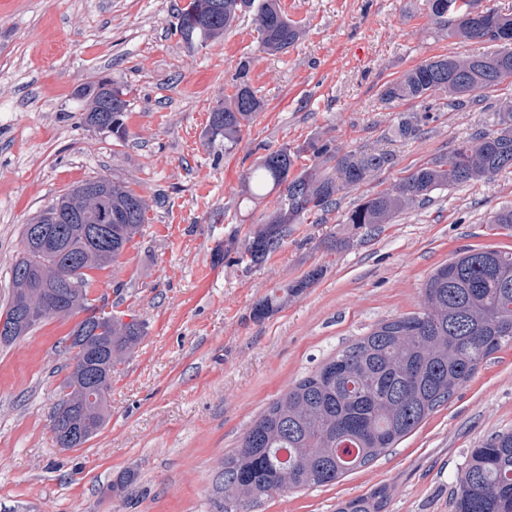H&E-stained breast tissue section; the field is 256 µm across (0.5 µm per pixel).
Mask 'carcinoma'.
I'll return each instance as SVG.
<instances>
[{
  "label": "carcinoma",
  "mask_w": 512,
  "mask_h": 512,
  "mask_svg": "<svg viewBox=\"0 0 512 512\" xmlns=\"http://www.w3.org/2000/svg\"><path fill=\"white\" fill-rule=\"evenodd\" d=\"M436 33L460 41H484L498 49L479 56H435L386 85L381 100L426 103L422 112H401L391 133L417 137L434 119L441 91L452 83L457 95L450 108L482 102L481 93L504 83L512 73V15L484 8L481 0H426ZM253 14L261 50L281 53L299 39L278 0H188L177 13L176 31L189 48L224 35L239 18ZM234 99L213 109L209 142L224 137V149L237 144L243 127L262 101L242 70ZM87 125L123 133V91L90 94ZM309 156L312 164L295 171ZM394 156L340 153L322 136L301 145L271 150L243 177L249 201L276 191L277 206L261 214L238 263L250 270L279 249L289 225L314 216L323 219L340 204L341 193L385 167ZM512 169V104L498 109V130L478 133L446 154L426 162L388 190L376 193L343 215L342 223L375 232L397 214L422 207L432 193ZM108 189L87 196L82 187L42 212L63 239L61 250L24 251L12 268L8 308L33 311L26 328L0 337L7 344L56 315L60 303H89L88 271L114 261L141 231L148 202L107 178ZM85 269L82 288L69 295L64 282L30 288L21 269L54 276L72 266ZM144 336L142 324L82 321L71 331L66 385H83L131 352ZM512 346V250L459 252L436 267L422 288L418 311L377 323L317 369L273 399L243 432L237 449L224 456L212 500L215 512H258L269 498L311 487L330 486L364 467L418 429L464 387L494 352ZM107 401L85 405L75 400L52 431L56 443L84 444L104 427ZM455 512H512V431L488 438L471 450L457 481ZM386 492L343 503L341 512H383Z\"/></svg>",
  "instance_id": "carcinoma-1"
}]
</instances>
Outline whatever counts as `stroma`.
I'll use <instances>...</instances> for the list:
<instances>
[{
    "label": "stroma",
    "mask_w": 512,
    "mask_h": 512,
    "mask_svg": "<svg viewBox=\"0 0 512 512\" xmlns=\"http://www.w3.org/2000/svg\"><path fill=\"white\" fill-rule=\"evenodd\" d=\"M187 0H0V307L25 224L56 198L104 176L143 196L139 234L93 272L90 298L145 326L112 369L100 433L58 447L50 415L64 392L78 316L50 317L0 346V512H212L225 455L290 384L376 323L418 310L429 274L465 249H512V172L451 186L374 235L343 223L362 199L392 188L479 131L497 128L512 85L481 109L441 107L418 138L390 137L383 87L429 58L476 55L487 42L440 39L425 0H279L300 27L287 52L261 51L252 15L190 49L174 25ZM263 106L232 149L208 143L213 109L231 100L241 66ZM111 79L126 132L86 125L78 89ZM346 151L383 150L392 167L343 194L319 224L292 225L284 245L243 270L261 207L241 181L266 151L313 136ZM322 274L296 295L288 285ZM274 312L253 319L263 297ZM512 431V347L491 355L455 397L395 448L331 486L268 500L261 512H336L386 487L387 512H454L472 448ZM134 476L123 493L109 486Z\"/></svg>",
    "instance_id": "1"
}]
</instances>
